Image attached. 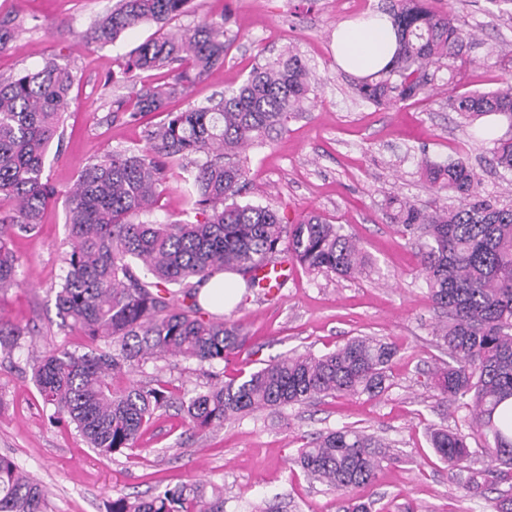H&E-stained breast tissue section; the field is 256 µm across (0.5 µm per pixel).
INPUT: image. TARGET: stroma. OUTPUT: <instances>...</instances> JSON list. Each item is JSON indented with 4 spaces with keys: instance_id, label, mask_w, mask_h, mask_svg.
I'll return each mask as SVG.
<instances>
[{
    "instance_id": "1",
    "label": "stroma",
    "mask_w": 512,
    "mask_h": 512,
    "mask_svg": "<svg viewBox=\"0 0 512 512\" xmlns=\"http://www.w3.org/2000/svg\"><path fill=\"white\" fill-rule=\"evenodd\" d=\"M115 0H0V19L35 17L0 51V77L68 66L75 82L62 138L50 144L45 174L57 194L42 224L13 239L18 286L0 296V317L29 327L38 345H78L80 336L60 328L53 289L64 274L68 250L64 224L67 193L80 171L113 150L146 146V132L163 119L145 113L129 120L112 109L127 95L111 75L143 43L181 34L203 20H224L229 46L223 65L172 98L171 111L236 89L252 69L293 50L313 78L305 112L286 132L246 153L249 186L243 202L275 210L284 223L315 211L341 225L372 261L354 278L323 276L295 266L275 296L251 292L225 311L243 323L247 346L223 363L207 366L170 359L133 369L127 381L160 376L187 399L219 380L262 367L292 353L322 355L355 336H375L400 348L389 375L392 386L371 398H324L288 409L281 424L264 414L198 433L177 409L159 416L133 454L106 458L88 448L74 426L54 420L31 380L26 350L0 359V455L15 459L48 492L47 512H107L120 495L148 498L179 484L224 487V512H341L343 497L311 481L294 462L298 448L321 432L344 425L385 438L396 460L359 490L373 512H491L493 492L475 496L464 478L434 453L429 426L467 429L466 408L440 406L429 373L448 360L433 335L442 313L428 297L420 273L416 236L395 224L387 205L397 196L419 207L444 201L421 172L423 161L463 157L479 173L480 191L512 205V177L495 168L489 140L462 127L448 100L467 90H491L512 79V15L491 0H431L452 12L477 38L461 83L448 80L447 65L434 66L435 93L377 107L360 99L356 79L340 70L332 51L338 23L385 11L391 0H190L186 11L162 24L147 21L113 44L86 46L80 34L111 11ZM153 221H191L192 203L179 169H172L151 215Z\"/></svg>"
}]
</instances>
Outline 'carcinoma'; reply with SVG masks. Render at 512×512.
I'll return each mask as SVG.
<instances>
[{
	"mask_svg": "<svg viewBox=\"0 0 512 512\" xmlns=\"http://www.w3.org/2000/svg\"><path fill=\"white\" fill-rule=\"evenodd\" d=\"M188 2L116 0L83 39L90 46L114 42L144 21L160 24L179 15ZM427 2L394 0L388 12L396 34L393 58L356 85L363 99L383 106L425 95L431 66L448 62L453 80L469 63L470 34L453 13L436 12ZM226 48L224 22L213 20L142 44L123 65L124 80L158 69L174 78L116 98L113 111L132 119L164 111L168 98L187 93L224 63ZM73 81L72 71L56 62L0 79V200L15 203L11 212H0V292L17 284L13 233L35 230L56 194L44 178V157L62 135ZM311 92L310 72L290 52L253 69L228 94L168 113L149 131L148 146L105 154L83 169L68 192L69 251L53 292L62 326L84 337L85 351L48 346L31 356V366L45 405L100 455L134 450L143 429L176 401L184 422L203 433L260 412L281 417L318 398L378 397L390 388L389 366L399 348L371 336L353 337L320 356L281 358L187 400L162 379L114 387L136 363L174 356L212 366L248 343L242 324L210 316L198 303V287L218 272L235 271L253 288V269L281 254L316 274L354 277L367 269V254L324 215L310 212L284 224L268 207L236 201L248 184L243 151L286 130ZM450 106L469 126L487 114L505 118L508 130L492 140L491 154L497 168L512 174V83L460 93ZM175 162L188 172L185 184L200 219L158 224L146 214ZM422 170L457 204L429 211L395 196L389 204L397 205V223L424 239L423 279L445 314L435 336L452 363L436 370L432 385L443 403L469 410L491 465L471 467L468 435L458 429L432 426L427 437L441 460L467 473V488L498 491L495 512H512V206L483 198L477 174L462 157L426 160ZM140 267L150 278L140 276ZM171 284L181 290L170 291ZM27 335L28 328L0 318V354L11 355ZM393 460L391 444L347 426L319 434L294 458L311 480L348 496L345 512H372V504L354 493ZM46 497L20 465L0 456V512H45ZM109 512H224V492L205 484L167 487L149 499L117 497Z\"/></svg>",
	"mask_w": 512,
	"mask_h": 512,
	"instance_id": "1",
	"label": "carcinoma"
}]
</instances>
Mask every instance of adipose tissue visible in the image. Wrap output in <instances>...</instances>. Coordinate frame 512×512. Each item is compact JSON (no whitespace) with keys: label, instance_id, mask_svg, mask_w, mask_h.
<instances>
[{"label":"adipose tissue","instance_id":"ef3b65f1","mask_svg":"<svg viewBox=\"0 0 512 512\" xmlns=\"http://www.w3.org/2000/svg\"><path fill=\"white\" fill-rule=\"evenodd\" d=\"M336 63L345 71L364 77L382 70L390 61L394 35L381 18L347 20L334 33Z\"/></svg>","mask_w":512,"mask_h":512}]
</instances>
